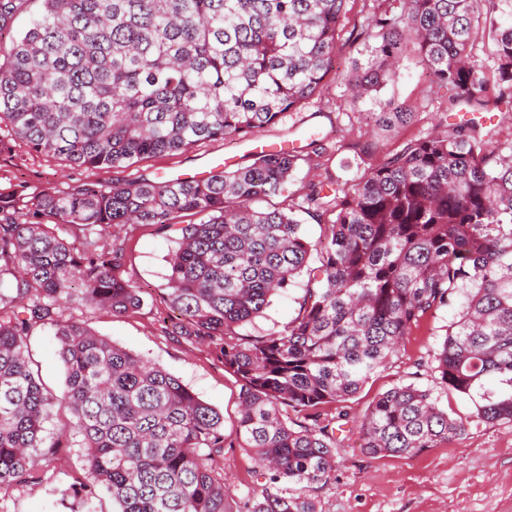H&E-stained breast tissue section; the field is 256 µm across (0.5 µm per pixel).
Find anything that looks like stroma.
Masks as SVG:
<instances>
[{
  "label": "stroma",
  "instance_id": "35a3bbf8",
  "mask_svg": "<svg viewBox=\"0 0 512 512\" xmlns=\"http://www.w3.org/2000/svg\"><path fill=\"white\" fill-rule=\"evenodd\" d=\"M374 0H349L341 26L333 67L319 93L298 111L285 113L252 140H206L172 155L147 157L110 169L75 167L51 156L31 152L0 126V193L15 190L25 196L45 191H69L87 182L110 186L142 180L169 179L171 173L195 175L207 159L223 161L234 169L251 164L257 146L286 144L306 150L319 140V154H310L288 185V204H301L311 185L324 188L355 183L369 166L378 164L410 140L437 131L444 106L428 100L429 74L416 49H408L394 79L378 94L377 103L352 104L346 83L356 63L364 61L358 37L371 16ZM394 101L415 118L403 128L386 131L375 123L378 102ZM202 215L183 213L173 227L129 224L86 231L48 219L50 230L68 242H94L122 250L120 276L140 290V309L118 314L73 303L67 316L85 322L93 331L119 346L157 363L179 377L202 401L224 417V453L214 467L224 480L233 512L261 491L250 453L236 434L239 385L235 376L207 347L180 335L175 325L179 311L165 300L169 253L179 236L178 226L202 222ZM308 286L300 277L275 295L263 317L246 326L250 335L282 330L298 313ZM456 309L441 308L427 314L405 337L396 356L369 379L361 391L341 408L324 411L336 435V479L315 491L319 512H512V423H470L467 431L448 444L405 456H370L360 447L357 422L371 401L395 384L430 387L434 379L423 366L439 348ZM25 354L38 371L47 392L62 396L63 364L51 327L35 328ZM47 428L60 435L62 447L54 460L39 461L28 482L0 491V512H83L76 488L90 483L84 463L82 436L68 425V416L53 408Z\"/></svg>",
  "mask_w": 512,
  "mask_h": 512
}]
</instances>
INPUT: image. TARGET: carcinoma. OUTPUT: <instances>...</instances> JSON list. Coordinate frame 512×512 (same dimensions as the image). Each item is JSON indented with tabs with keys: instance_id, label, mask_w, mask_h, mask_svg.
I'll return each instance as SVG.
<instances>
[{
	"instance_id": "cac0c4a2",
	"label": "carcinoma",
	"mask_w": 512,
	"mask_h": 512,
	"mask_svg": "<svg viewBox=\"0 0 512 512\" xmlns=\"http://www.w3.org/2000/svg\"><path fill=\"white\" fill-rule=\"evenodd\" d=\"M25 2L0 0V32ZM38 2L21 35L0 47V125L35 153L106 169L202 140L252 139L301 108L332 68L349 0ZM379 2L359 33L369 57L348 79L353 103L377 101L414 45L429 96L481 112L475 48L485 41L497 98L512 101V0ZM376 117L395 128L413 113L387 102ZM305 157L261 151L203 180L87 183L30 200L33 215L82 231L207 216L178 228L167 300L181 333L211 347L240 383L236 433L263 480L246 512H318L311 492L334 479V430L295 429L288 410L316 419L346 402L432 311L459 306L430 365L437 386L468 396L479 423L512 422V153L477 121L412 140L352 187L336 185L330 200L312 186L302 211L335 214L316 241L293 209L270 203ZM13 210L11 200L0 205V490L57 454L44 422L60 403L84 440L86 512L102 494L114 512H230L212 466L224 453L223 415L162 366L65 315L74 301L114 313L142 305L116 274L121 251L79 249ZM304 273L318 287L283 330L241 332ZM44 325L65 368L59 400L24 355ZM469 424L433 390L399 383L358 421L360 448L409 456Z\"/></svg>"
}]
</instances>
